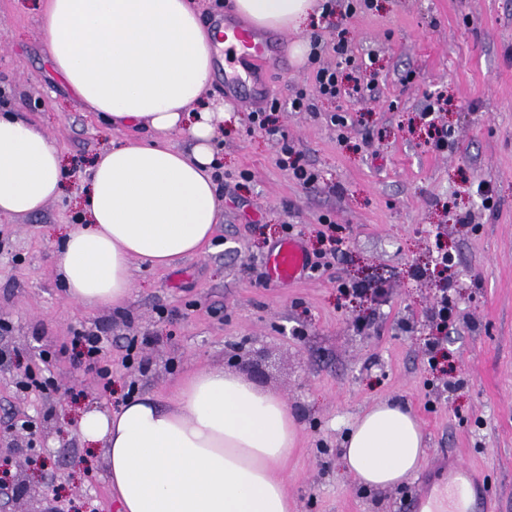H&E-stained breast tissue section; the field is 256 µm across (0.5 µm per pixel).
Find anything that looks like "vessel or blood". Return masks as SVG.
Listing matches in <instances>:
<instances>
[{"instance_id": "b4317fda", "label": "vessel or blood", "mask_w": 512, "mask_h": 512, "mask_svg": "<svg viewBox=\"0 0 512 512\" xmlns=\"http://www.w3.org/2000/svg\"><path fill=\"white\" fill-rule=\"evenodd\" d=\"M231 44L225 50L227 66L237 60L266 62L270 55L268 45L260 40L246 24L228 17L224 20ZM263 90L252 77L232 75L224 79V96L234 103H254ZM273 278L290 283L300 278L306 267V254L299 241L288 239L279 244L268 259ZM454 482L438 484L421 480V490L413 495L408 508L410 512H483L484 496L473 472L464 463H455L452 468Z\"/></svg>"}]
</instances>
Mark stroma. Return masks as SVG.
<instances>
[{
  "label": "stroma",
  "mask_w": 512,
  "mask_h": 512,
  "mask_svg": "<svg viewBox=\"0 0 512 512\" xmlns=\"http://www.w3.org/2000/svg\"><path fill=\"white\" fill-rule=\"evenodd\" d=\"M45 6L0 0V111L34 122L73 173L41 213L0 217V467L29 480L0 495V512H117L103 453L84 447L76 416L117 408L130 392L166 400L204 368L287 397L300 427L286 470L295 512H405L417 478L367 491L339 462L350 423L382 398L415 414L428 458L453 454L487 473L489 512H512V0H373L348 20L338 0L337 15H312L288 42L318 43L323 66L356 57L364 91L327 100L311 93L313 64H270L260 78L265 99L281 105L277 132L253 128L251 106L231 104L212 242L172 268L133 263L126 302L92 313L58 280L55 243L78 219L91 160L151 132L105 125L68 91L47 61ZM300 91L310 110L292 109ZM437 96L442 151L421 118ZM286 144L317 174L315 187L278 166ZM329 222L343 239L336 253ZM288 224L320 256L291 285L263 277ZM444 252L452 263L440 275ZM345 283L359 292L344 293ZM378 286L388 290L381 304ZM444 295L455 313L441 333L432 314ZM78 330L101 339L94 365L74 358ZM244 340L255 366L233 355ZM28 367L54 388L20 391Z\"/></svg>",
  "instance_id": "stroma-1"
}]
</instances>
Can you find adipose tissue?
<instances>
[{"label": "adipose tissue", "instance_id": "adipose-tissue-1", "mask_svg": "<svg viewBox=\"0 0 512 512\" xmlns=\"http://www.w3.org/2000/svg\"><path fill=\"white\" fill-rule=\"evenodd\" d=\"M316 0H234L255 27L298 31ZM47 59L71 92L132 138L98 155L83 190L82 221L55 253L71 300L117 307L133 262L166 268L200 254L220 210L215 143L230 114L196 110L224 30L204 26L191 0H47ZM190 142L177 149L172 137ZM68 178L57 144L34 124L0 114V217L40 213ZM84 442L104 449L121 512H294L285 466L298 429L286 397L221 370L188 372L165 403L134 397L112 411L85 409ZM426 459L421 427L392 400L373 403L342 442L356 485L402 484Z\"/></svg>", "mask_w": 512, "mask_h": 512}]
</instances>
